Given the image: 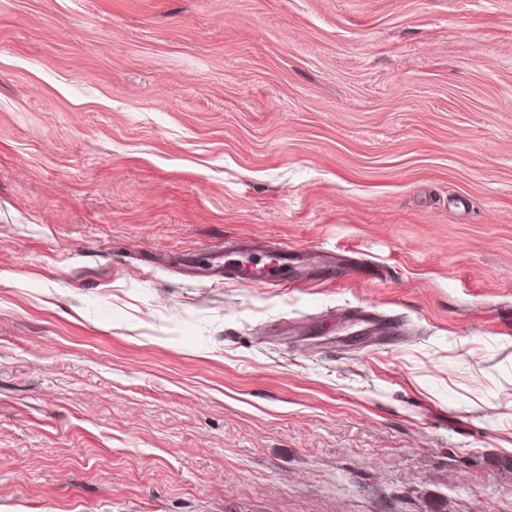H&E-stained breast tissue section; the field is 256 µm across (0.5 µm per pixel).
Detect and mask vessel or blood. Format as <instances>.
<instances>
[{"label": "vessel or blood", "mask_w": 512, "mask_h": 512, "mask_svg": "<svg viewBox=\"0 0 512 512\" xmlns=\"http://www.w3.org/2000/svg\"><path fill=\"white\" fill-rule=\"evenodd\" d=\"M254 245L248 240L225 242L215 249L210 260L218 273L234 279L250 272L256 280L274 287L288 285V252L281 248L265 249L262 260H253Z\"/></svg>", "instance_id": "b4317fda"}]
</instances>
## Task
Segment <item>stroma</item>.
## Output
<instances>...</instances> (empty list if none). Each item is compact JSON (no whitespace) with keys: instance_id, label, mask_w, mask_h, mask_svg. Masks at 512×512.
<instances>
[{"instance_id":"35a3bbf8","label":"stroma","mask_w":512,"mask_h":512,"mask_svg":"<svg viewBox=\"0 0 512 512\" xmlns=\"http://www.w3.org/2000/svg\"><path fill=\"white\" fill-rule=\"evenodd\" d=\"M0 512H512V0H0ZM256 246L249 240L224 241L209 258L220 276L235 279L249 269L251 276L266 285L288 288V252L282 248L263 251V260L254 261L251 252Z\"/></svg>"}]
</instances>
